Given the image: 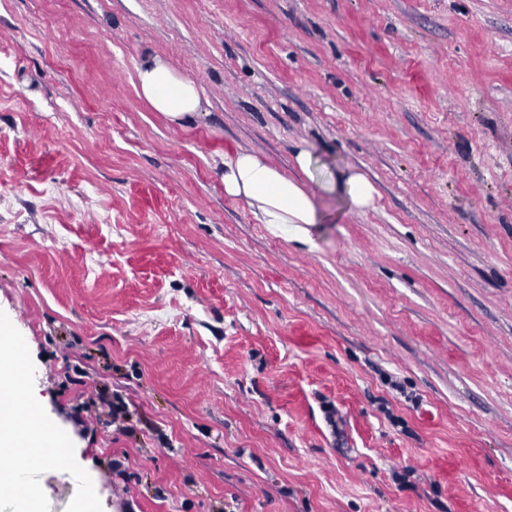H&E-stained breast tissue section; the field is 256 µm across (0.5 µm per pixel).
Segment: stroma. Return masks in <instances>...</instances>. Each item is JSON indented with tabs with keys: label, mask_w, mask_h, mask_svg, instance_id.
I'll use <instances>...</instances> for the list:
<instances>
[{
	"label": "stroma",
	"mask_w": 512,
	"mask_h": 512,
	"mask_svg": "<svg viewBox=\"0 0 512 512\" xmlns=\"http://www.w3.org/2000/svg\"><path fill=\"white\" fill-rule=\"evenodd\" d=\"M301 146L377 190L308 243L222 180ZM0 320L43 512H512V0H0ZM141 94L150 106L172 122L189 123L201 109L200 91L160 55L148 53L137 69Z\"/></svg>",
	"instance_id": "35a3bbf8"
}]
</instances>
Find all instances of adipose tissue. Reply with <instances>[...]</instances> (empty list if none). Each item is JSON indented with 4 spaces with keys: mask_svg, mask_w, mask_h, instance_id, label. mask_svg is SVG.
Instances as JSON below:
<instances>
[{
    "mask_svg": "<svg viewBox=\"0 0 512 512\" xmlns=\"http://www.w3.org/2000/svg\"><path fill=\"white\" fill-rule=\"evenodd\" d=\"M137 77L143 97L170 121L183 125L200 111L201 95L195 82L180 75L160 55L147 54L137 69ZM295 162L302 174L298 180L289 177L261 153L239 150L225 155L224 192L246 202L259 223L289 241L309 240L311 226L323 221L305 186L306 181L319 182L323 189L339 193L350 208L372 206L376 189L362 173L341 176L317 168L312 153L303 148L297 151ZM21 356L19 342L0 344V457L15 452L25 457L28 462L26 478L31 481L52 458L59 438L34 427L30 430L28 447L18 450L13 445L17 423L3 406L20 388L15 372Z\"/></svg>",
    "mask_w": 512,
    "mask_h": 512,
    "instance_id": "obj_1",
    "label": "adipose tissue"
}]
</instances>
